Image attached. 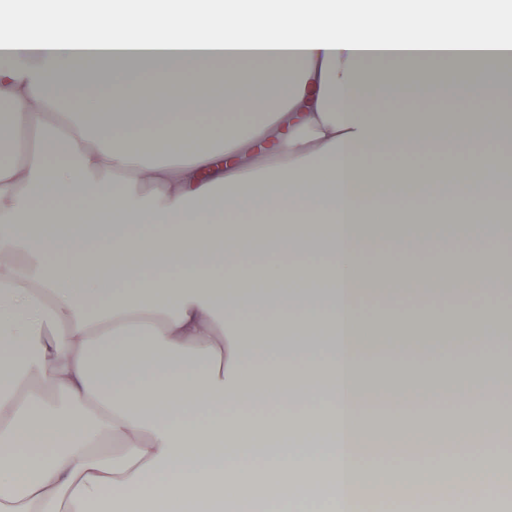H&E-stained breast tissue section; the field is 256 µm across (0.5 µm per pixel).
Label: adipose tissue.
Segmentation results:
<instances>
[{"label":"adipose tissue","instance_id":"obj_1","mask_svg":"<svg viewBox=\"0 0 512 512\" xmlns=\"http://www.w3.org/2000/svg\"><path fill=\"white\" fill-rule=\"evenodd\" d=\"M438 2L314 0L290 13L286 0H90L66 11L65 34L52 41L28 14L0 13V114L7 138L29 144L0 158V512H129L141 487L156 512L174 501L224 512L231 483L234 512H248L244 470L258 461L281 498L314 471L342 489L344 507L368 484L372 464L356 448L261 459L259 434L302 427L285 413L249 419L240 403L292 376L319 382L326 429L352 437L367 413L354 393L360 349L394 352L420 377L484 344L490 321L480 314L442 342L423 310L388 338L351 326L377 226L428 224L418 200L485 232L500 221L507 161L480 140L501 132L486 103L504 88L512 43L490 48L459 26L425 44L401 27L429 22ZM259 26L276 36L237 42ZM458 57L473 65L450 84L466 104L456 124L482 132L456 141L465 167L369 164L446 149L449 113L423 103L443 88L436 61ZM185 67L224 96L148 95L137 79L149 69L172 85ZM268 96L279 106L259 121L197 120ZM64 97L78 100L99 145L53 111ZM399 98L410 109H393ZM373 198L402 206L374 209ZM229 211L269 219L228 224ZM313 250L330 258L319 280L286 262ZM255 254L279 260L239 268ZM491 260L457 254L446 281L389 263L386 288L471 291L473 268ZM268 298L280 308L263 321L271 340L241 348L246 314ZM310 331L318 342L302 340ZM506 476L486 458L437 470L457 487Z\"/></svg>","mask_w":512,"mask_h":512}]
</instances>
